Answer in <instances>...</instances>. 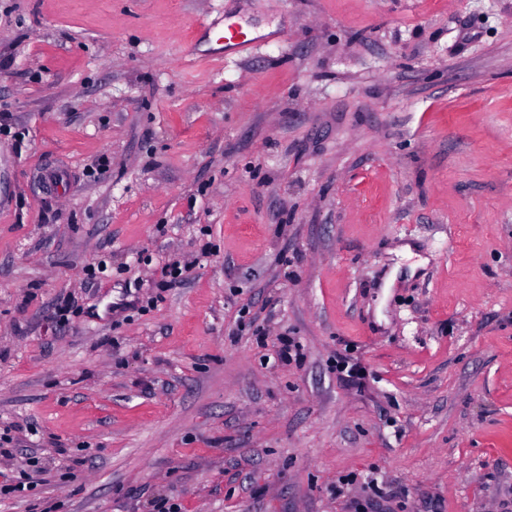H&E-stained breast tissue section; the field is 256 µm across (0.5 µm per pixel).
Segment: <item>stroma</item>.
Here are the masks:
<instances>
[{
	"mask_svg": "<svg viewBox=\"0 0 512 512\" xmlns=\"http://www.w3.org/2000/svg\"><path fill=\"white\" fill-rule=\"evenodd\" d=\"M32 459L0 512H512V0H0Z\"/></svg>",
	"mask_w": 512,
	"mask_h": 512,
	"instance_id": "35a3bbf8",
	"label": "stroma"
}]
</instances>
